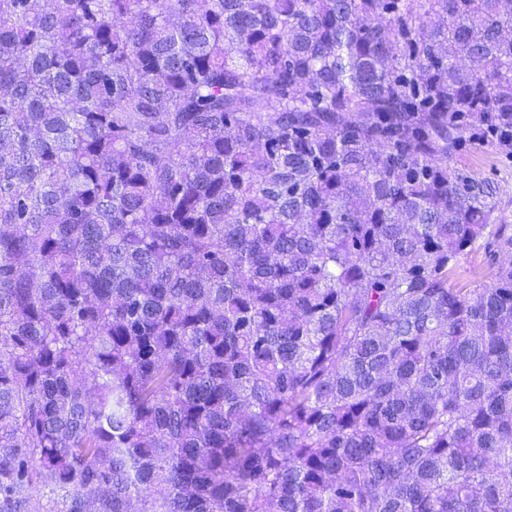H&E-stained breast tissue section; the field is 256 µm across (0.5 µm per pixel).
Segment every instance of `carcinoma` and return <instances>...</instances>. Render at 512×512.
Returning <instances> with one entry per match:
<instances>
[{
    "label": "carcinoma",
    "instance_id": "carcinoma-1",
    "mask_svg": "<svg viewBox=\"0 0 512 512\" xmlns=\"http://www.w3.org/2000/svg\"><path fill=\"white\" fill-rule=\"evenodd\" d=\"M468 137L512 0H0V512H512ZM491 267V262L488 254L482 248L477 252L470 254L466 259L461 262L460 269L457 271V276H455V281L460 283V285H465L470 280L471 276L469 271L475 269L479 272L486 273L488 276V271Z\"/></svg>",
    "mask_w": 512,
    "mask_h": 512
}]
</instances>
